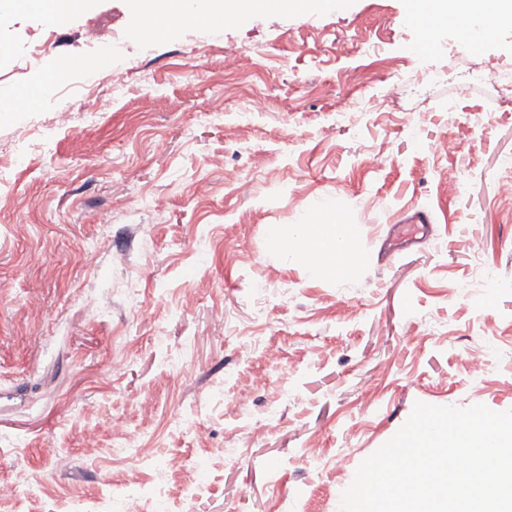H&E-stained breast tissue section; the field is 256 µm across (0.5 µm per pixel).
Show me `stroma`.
Instances as JSON below:
<instances>
[{
    "instance_id": "35a3bbf8",
    "label": "stroma",
    "mask_w": 512,
    "mask_h": 512,
    "mask_svg": "<svg viewBox=\"0 0 512 512\" xmlns=\"http://www.w3.org/2000/svg\"><path fill=\"white\" fill-rule=\"evenodd\" d=\"M406 8L345 0L155 41L131 38L126 0L52 26L29 13L0 24V100L55 57L113 54L39 105L0 111V483L20 491L0 512H69L131 478L152 492L148 512H183L162 469L171 454L209 462L194 512H340L415 403L512 409V202L498 186L512 176V98L465 84L470 71L512 77V25L465 54L451 21L426 51ZM448 135L460 151L437 154ZM324 202L359 253L340 279L311 278L267 240ZM417 208L427 236L394 249L393 224ZM466 351L489 360L483 377L461 366ZM105 416L130 440L86 447Z\"/></svg>"
}]
</instances>
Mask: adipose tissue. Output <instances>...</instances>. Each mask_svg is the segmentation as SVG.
Instances as JSON below:
<instances>
[{"instance_id": "obj_1", "label": "adipose tissue", "mask_w": 512, "mask_h": 512, "mask_svg": "<svg viewBox=\"0 0 512 512\" xmlns=\"http://www.w3.org/2000/svg\"><path fill=\"white\" fill-rule=\"evenodd\" d=\"M329 0H128L138 18L131 35L138 40L166 38L174 26L196 23L220 27L268 12H297L329 7ZM411 8L423 19L426 40H433L448 20L478 22L485 31L512 24V0H411ZM90 0H0V21L26 12L50 22H62L84 12ZM270 245L282 256L301 258L310 275L320 279L332 274L331 260L340 247L353 241L343 215L334 205H322L307 224H272L267 229Z\"/></svg>"}]
</instances>
